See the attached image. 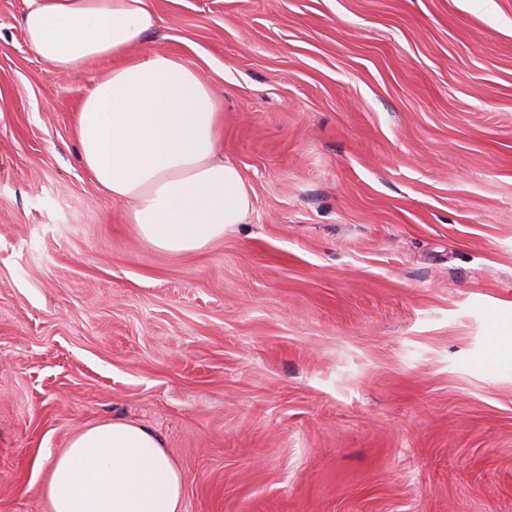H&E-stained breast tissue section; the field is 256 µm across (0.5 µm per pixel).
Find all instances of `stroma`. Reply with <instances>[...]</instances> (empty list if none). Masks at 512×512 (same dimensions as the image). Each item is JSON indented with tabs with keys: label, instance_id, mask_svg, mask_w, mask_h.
I'll list each match as a JSON object with an SVG mask.
<instances>
[{
	"label": "stroma",
	"instance_id": "35a3bbf8",
	"mask_svg": "<svg viewBox=\"0 0 512 512\" xmlns=\"http://www.w3.org/2000/svg\"><path fill=\"white\" fill-rule=\"evenodd\" d=\"M246 223L172 256L79 161L109 58L0 0V512L123 419L182 512H512V0H150Z\"/></svg>",
	"mask_w": 512,
	"mask_h": 512
}]
</instances>
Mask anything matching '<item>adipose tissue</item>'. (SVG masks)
<instances>
[{
  "instance_id": "ef3b65f1",
  "label": "adipose tissue",
  "mask_w": 512,
  "mask_h": 512,
  "mask_svg": "<svg viewBox=\"0 0 512 512\" xmlns=\"http://www.w3.org/2000/svg\"><path fill=\"white\" fill-rule=\"evenodd\" d=\"M160 22L148 0H27L22 17L31 49L58 71L115 59L77 111L79 159L144 243L184 255L245 223L252 200L218 153L224 114L195 68L163 51L129 58ZM183 487L152 429L112 419L52 458L44 494L51 512H180Z\"/></svg>"
}]
</instances>
